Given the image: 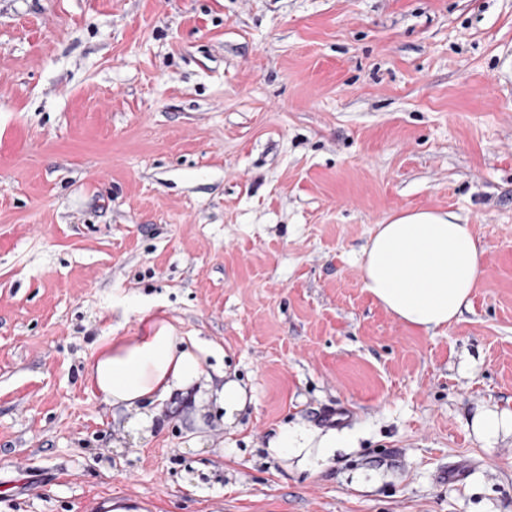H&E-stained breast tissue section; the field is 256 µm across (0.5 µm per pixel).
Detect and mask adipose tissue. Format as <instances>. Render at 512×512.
Here are the masks:
<instances>
[{
  "label": "adipose tissue",
  "mask_w": 512,
  "mask_h": 512,
  "mask_svg": "<svg viewBox=\"0 0 512 512\" xmlns=\"http://www.w3.org/2000/svg\"><path fill=\"white\" fill-rule=\"evenodd\" d=\"M485 248L453 212L420 210L378 225L363 251L362 286L399 320L431 331L448 326L472 305ZM207 348L179 335L168 322L142 320L133 336L105 340L88 364L103 400L125 414V428L149 442L174 393L189 392L206 377ZM348 432L285 428L270 442L280 458L303 457L319 469L337 449L351 447Z\"/></svg>",
  "instance_id": "1"
}]
</instances>
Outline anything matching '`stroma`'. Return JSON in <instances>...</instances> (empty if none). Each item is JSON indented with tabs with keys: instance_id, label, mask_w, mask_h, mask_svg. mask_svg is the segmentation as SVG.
Listing matches in <instances>:
<instances>
[{
	"instance_id": "1",
	"label": "stroma",
	"mask_w": 512,
	"mask_h": 512,
	"mask_svg": "<svg viewBox=\"0 0 512 512\" xmlns=\"http://www.w3.org/2000/svg\"><path fill=\"white\" fill-rule=\"evenodd\" d=\"M508 53L512 0H0V512H512L472 431L512 411ZM415 210L485 247L436 331L362 287ZM146 316L222 350L234 427L177 395L133 442L87 363ZM336 403L355 447L269 453Z\"/></svg>"
}]
</instances>
